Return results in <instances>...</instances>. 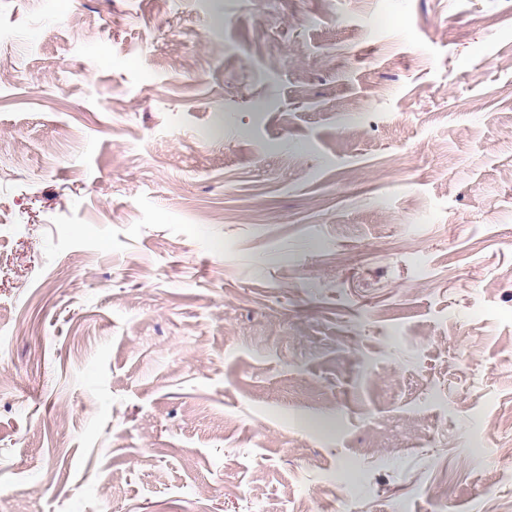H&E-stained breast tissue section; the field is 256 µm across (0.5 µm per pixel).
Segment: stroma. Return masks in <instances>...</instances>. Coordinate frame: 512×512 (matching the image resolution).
<instances>
[{
    "label": "stroma",
    "mask_w": 512,
    "mask_h": 512,
    "mask_svg": "<svg viewBox=\"0 0 512 512\" xmlns=\"http://www.w3.org/2000/svg\"><path fill=\"white\" fill-rule=\"evenodd\" d=\"M0 512H512V0H0Z\"/></svg>",
    "instance_id": "stroma-1"
}]
</instances>
